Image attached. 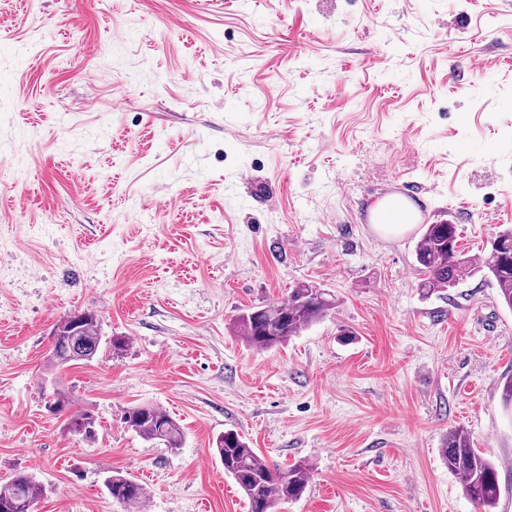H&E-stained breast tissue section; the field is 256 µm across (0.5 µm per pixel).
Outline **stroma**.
I'll use <instances>...</instances> for the list:
<instances>
[{
    "mask_svg": "<svg viewBox=\"0 0 512 512\" xmlns=\"http://www.w3.org/2000/svg\"><path fill=\"white\" fill-rule=\"evenodd\" d=\"M389 196L413 231L375 230ZM435 221L473 257L512 227V0H0V482L32 472L33 512H125L115 472L143 512H247L231 430L311 464L279 512H480L441 455L460 425L512 512V310L480 273L422 292ZM302 282L335 309L237 336ZM84 311L128 344L54 369ZM142 403L182 448L127 427ZM415 207L405 199L397 196L381 200L373 211L372 221L375 229L389 236L402 235L416 224ZM333 295L309 283L290 288L288 299L253 306L241 312L235 321V331L256 349L277 348L320 321L334 307ZM124 422L145 441L162 442L171 450L181 447L184 433L178 422L166 411L150 404L129 408ZM104 486L112 500L124 506H141L147 499L143 485L120 473L107 476Z\"/></svg>",
    "mask_w": 512,
    "mask_h": 512,
    "instance_id": "35a3bbf8",
    "label": "stroma"
}]
</instances>
